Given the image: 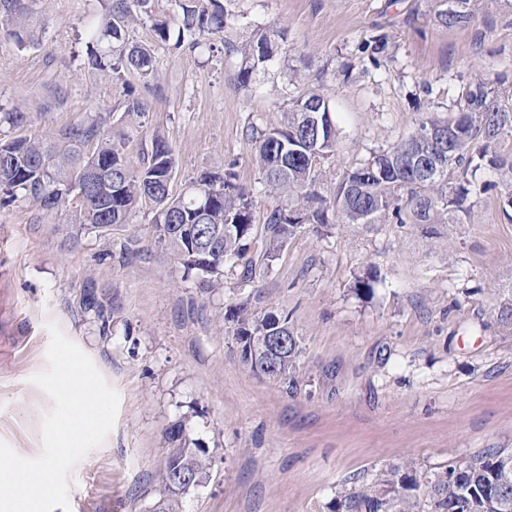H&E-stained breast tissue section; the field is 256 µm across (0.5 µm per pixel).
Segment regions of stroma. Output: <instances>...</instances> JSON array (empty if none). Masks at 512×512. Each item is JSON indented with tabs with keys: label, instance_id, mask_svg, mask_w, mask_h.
Returning a JSON list of instances; mask_svg holds the SVG:
<instances>
[{
	"label": "stroma",
	"instance_id": "obj_1",
	"mask_svg": "<svg viewBox=\"0 0 512 512\" xmlns=\"http://www.w3.org/2000/svg\"><path fill=\"white\" fill-rule=\"evenodd\" d=\"M109 0H37L44 28L22 50L0 30V113L28 122L5 138L78 126L97 112L121 123L128 96L171 145L173 194L205 171L257 186L252 129L279 126L292 98L319 88L341 130L319 170L332 196L345 168L448 115L470 86L512 85V0H471L446 27L438 0H224L235 17L199 47L155 42L141 18L129 41L152 45L156 83L88 64L89 28ZM275 33L274 57L240 83L239 44ZM467 213L420 224L304 226L272 269L240 271L207 293L154 248L150 205L126 224L67 245L66 215L28 200L0 204V440L43 452L47 368L57 325L120 395L105 441L69 475L70 512H154L167 431L209 450L207 483L173 512H329L351 478L410 461L442 472L487 448H512V334L494 308L512 289V221L496 174L472 176ZM140 253L126 254L128 242ZM379 283L359 298L356 279ZM94 294L102 312L89 310ZM254 296L304 339L298 391L243 367L224 333L228 304Z\"/></svg>",
	"mask_w": 512,
	"mask_h": 512
}]
</instances>
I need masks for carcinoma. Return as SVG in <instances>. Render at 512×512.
I'll return each instance as SVG.
<instances>
[{
  "instance_id": "cac0c4a2",
  "label": "carcinoma",
  "mask_w": 512,
  "mask_h": 512,
  "mask_svg": "<svg viewBox=\"0 0 512 512\" xmlns=\"http://www.w3.org/2000/svg\"><path fill=\"white\" fill-rule=\"evenodd\" d=\"M469 2L454 0L451 10L438 12L439 22L446 27L460 24L468 16ZM33 3L0 0V25L21 49L38 43L42 34ZM180 9L171 15L164 0H116L90 28L91 39L106 45L105 52L91 54V65L115 74L133 70L149 83L158 79L153 49L128 43L125 30L131 20L151 18L158 43H168L172 28H177V47L187 37L195 42L218 35L232 21L222 0H182ZM225 48L241 56L238 79L243 84L273 57L268 35ZM145 116L144 102L132 97L125 105L128 126H114L109 113L99 112L83 126L60 129L45 138H0V202L22 198L44 210L71 215L69 238L77 243L86 233L127 223L134 208L149 200L154 203V245L172 254L186 276L206 291L224 287L227 268L241 269L245 281L258 270H271L305 223L327 233L335 223L446 224L448 214L463 210L471 193L451 174L460 168L477 171L485 161L497 171L504 206L512 208V161L487 159L501 135L512 132V94L489 84L468 89L454 115H422L416 133L345 170L330 200L317 188V167L335 152L340 129L320 90L297 96L280 126L256 132L253 164L268 199L259 219L253 192L237 183L230 171H204L186 192L173 194L167 176L175 169V160L163 136L152 133L150 147L135 156L127 150L133 131L144 129ZM448 125L457 130L451 145L419 136L428 127ZM423 160L434 162L440 174L425 176ZM94 165L112 170L120 179L104 190L82 189V174ZM378 282L377 273L370 270L357 278L355 293L370 298ZM495 312L500 327L511 334L512 291L501 297ZM224 322L225 335L241 349L240 361L251 371L248 355L259 351L261 337H288V351L265 378L286 385L290 394L297 391L296 371L304 347L289 314L246 300L228 305ZM167 439L170 448L160 480L164 492L174 497L167 480L185 468L207 476L210 455L189 446L181 421L170 427ZM330 512H512V448H489L432 478H417L409 463L382 469L339 493Z\"/></svg>"
}]
</instances>
